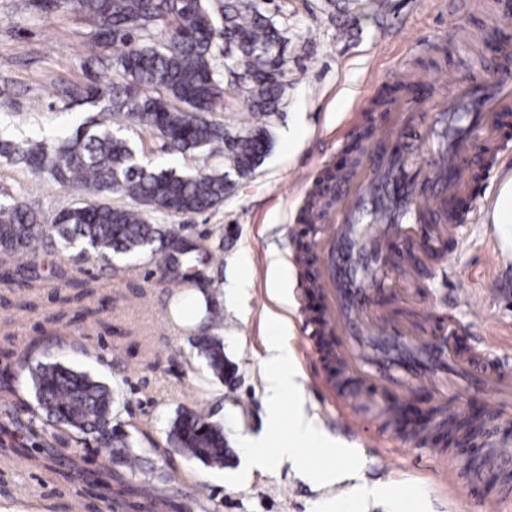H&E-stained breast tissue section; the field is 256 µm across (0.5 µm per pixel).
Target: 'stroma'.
<instances>
[{
    "label": "stroma",
    "instance_id": "obj_1",
    "mask_svg": "<svg viewBox=\"0 0 512 512\" xmlns=\"http://www.w3.org/2000/svg\"><path fill=\"white\" fill-rule=\"evenodd\" d=\"M287 39L288 86L277 114L267 118L270 151L257 171L237 180L222 204L205 213L150 214L153 224L181 225L188 242L202 243L196 270L216 293L222 320H189L178 312L171 286L148 256L117 255L111 266L77 261L68 253H44L11 261L16 276H0V372L16 368L15 353L29 351V365L62 358L112 386V421L128 432L139 469L133 478L146 493L169 498L178 512H480L477 500L501 496L497 512H512V466H492L494 443L512 442V413L494 415L488 398L456 381H408L406 390L388 386L371 366L362 371L371 391L360 407L371 427L349 421L335 397L317 392L314 375L339 379L333 347L315 362L296 358L299 397H285V417L268 428L263 375L272 317L288 321L289 345L299 350L302 316L317 313L321 300L304 283L299 248L326 234L317 220L299 223L301 210L324 170L348 167L347 148L369 123L390 126L413 94L408 83L427 79L434 95H448L449 76L481 83L500 63V45L512 43V0H271L265 7ZM472 37L458 42L455 28ZM96 27L69 6L44 11L32 0H0V125L14 136L53 137L75 129L94 112L91 101L69 91L105 87L112 77L116 47L90 59L87 45ZM112 127L133 142L144 160L189 174L214 167L203 154L171 156L161 140L121 119ZM478 164L494 168L469 211L458 241L426 260L408 291L405 276L388 268L378 289L379 308L399 323L405 336H427L434 323L453 316L461 349L512 376V224H496L492 213L504 183L512 179V150L491 154L483 142L472 150ZM38 203L46 216L70 207L78 191L42 180L0 158V194ZM283 301H276L273 282ZM221 337L235 364L231 380L218 381L196 353L193 339ZM303 403L329 436L353 445L363 463L336 459L319 443L295 461L271 458L267 468L250 464L251 437L268 432L271 447L288 437L296 403ZM422 412L453 407L456 418L480 413L485 434L474 451L457 444H420L401 421L402 408ZM189 408L224 426L232 451L228 467L208 468L168 451L166 431L177 411ZM63 456L51 473L0 455V512H109L106 497L84 495L62 479L69 450L92 464L110 463L106 449L75 446L70 433L56 443ZM333 467L344 477L325 486L316 475ZM172 482L159 480L160 472ZM388 483L393 496H364L360 487Z\"/></svg>",
    "mask_w": 512,
    "mask_h": 512
}]
</instances>
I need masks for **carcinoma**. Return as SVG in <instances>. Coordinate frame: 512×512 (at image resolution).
<instances>
[{"label":"carcinoma","instance_id":"obj_1","mask_svg":"<svg viewBox=\"0 0 512 512\" xmlns=\"http://www.w3.org/2000/svg\"><path fill=\"white\" fill-rule=\"evenodd\" d=\"M67 3L96 26L93 46L122 47L113 59L112 82L103 106L74 131L54 138H16L0 131V157L50 181L72 187L85 199L49 219L25 199L0 203V258L34 257L48 247L75 252L79 260L112 261L114 254L151 256L161 275L177 288L199 287L188 254L197 248L180 238L181 227L152 224L149 214L204 213L224 202L234 182L221 170L180 176L143 165L127 140L112 133L121 116L161 139L170 154L203 150L239 178L250 176L270 147L265 126H231L213 116L224 100V82L214 71V48L224 42L228 73L241 74L251 117H270L283 96L288 57L282 30L253 0H224L215 10L206 0H36L51 11ZM124 196L127 206H113L110 195ZM194 346L210 374L224 380V343L197 336ZM29 351L18 357V370H29L37 413L44 433L68 430L82 445L129 448L123 430L112 425V388L88 372L53 359L28 369ZM173 453L207 467L224 468L229 457L224 428L191 409L178 412L167 431ZM0 454L34 459L51 469L55 449L33 448L14 437L0 438ZM63 477L77 478L110 496L126 512L145 505L132 500L131 486L106 465L81 467Z\"/></svg>","mask_w":512,"mask_h":512}]
</instances>
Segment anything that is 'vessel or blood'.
<instances>
[{"instance_id": "1", "label": "vessel or blood", "mask_w": 512, "mask_h": 512, "mask_svg": "<svg viewBox=\"0 0 512 512\" xmlns=\"http://www.w3.org/2000/svg\"><path fill=\"white\" fill-rule=\"evenodd\" d=\"M415 109L433 108L434 131L445 142L432 163V172L420 175L409 168L404 153L372 157L370 172L339 187L341 211L331 216L332 227L318 246L320 285L325 311L316 333L341 330L347 341L366 336L381 339L374 360L380 373L392 367L414 369L417 380L429 379L452 364L445 347L425 341L406 348L403 334L386 314L372 310V292L384 287L393 241L411 242L417 225H427L426 251L437 249L459 233L460 217L431 226L435 207L446 197L473 185L475 169L470 161L472 140L493 142L498 115L512 110V76L486 85L467 84L437 106L426 98H414ZM466 379L477 381L489 398L500 392V381L488 368L469 364Z\"/></svg>"}]
</instances>
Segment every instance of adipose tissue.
Segmentation results:
<instances>
[{
  "label": "adipose tissue",
  "instance_id": "obj_1",
  "mask_svg": "<svg viewBox=\"0 0 512 512\" xmlns=\"http://www.w3.org/2000/svg\"><path fill=\"white\" fill-rule=\"evenodd\" d=\"M268 365L264 377L267 398V414L270 422H277L281 413V400L284 395L296 394L300 388V374L292 369V352L288 343V324L279 322L273 336L266 344Z\"/></svg>",
  "mask_w": 512,
  "mask_h": 512
}]
</instances>
